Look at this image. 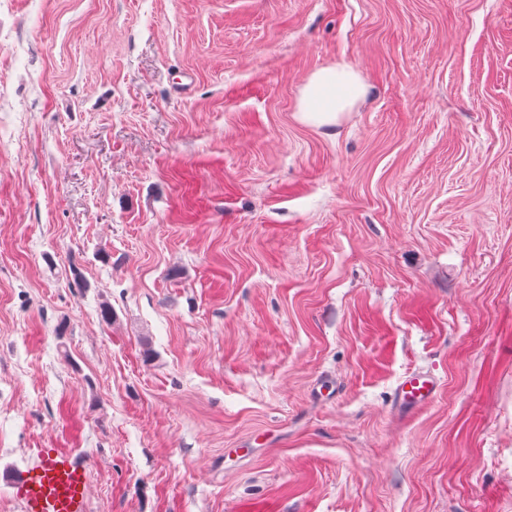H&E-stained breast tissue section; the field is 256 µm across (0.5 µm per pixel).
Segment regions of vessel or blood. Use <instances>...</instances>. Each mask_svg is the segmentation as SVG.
I'll return each mask as SVG.
<instances>
[{
	"label": "vessel or blood",
	"mask_w": 512,
	"mask_h": 512,
	"mask_svg": "<svg viewBox=\"0 0 512 512\" xmlns=\"http://www.w3.org/2000/svg\"><path fill=\"white\" fill-rule=\"evenodd\" d=\"M439 389L433 374L411 372L400 379L396 399L399 405L420 408L431 404ZM14 490L23 512H87L85 466L61 448L43 450Z\"/></svg>",
	"instance_id": "1"
}]
</instances>
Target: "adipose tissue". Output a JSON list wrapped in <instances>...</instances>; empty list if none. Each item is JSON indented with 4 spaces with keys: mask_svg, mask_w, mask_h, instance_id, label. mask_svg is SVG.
I'll use <instances>...</instances> for the list:
<instances>
[{
    "mask_svg": "<svg viewBox=\"0 0 512 512\" xmlns=\"http://www.w3.org/2000/svg\"><path fill=\"white\" fill-rule=\"evenodd\" d=\"M364 93V85L353 67L339 64L320 68L301 91L297 117L316 127L336 125Z\"/></svg>",
    "mask_w": 512,
    "mask_h": 512,
    "instance_id": "obj_1",
    "label": "adipose tissue"
}]
</instances>
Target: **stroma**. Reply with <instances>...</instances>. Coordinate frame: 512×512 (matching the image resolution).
Instances as JSON below:
<instances>
[{"mask_svg":"<svg viewBox=\"0 0 512 512\" xmlns=\"http://www.w3.org/2000/svg\"><path fill=\"white\" fill-rule=\"evenodd\" d=\"M0 26V512L44 448L88 512H512V0ZM343 63L364 96L298 121ZM364 93V85L353 67L338 64L320 68L301 91L297 117L316 127L336 126ZM439 389L440 381L432 373L411 372L400 379L396 399L400 406L420 408L431 404Z\"/></svg>","mask_w":512,"mask_h":512,"instance_id":"35a3bbf8","label":"stroma"}]
</instances>
